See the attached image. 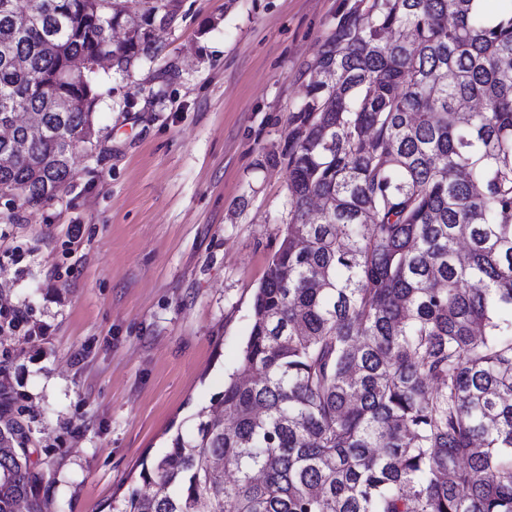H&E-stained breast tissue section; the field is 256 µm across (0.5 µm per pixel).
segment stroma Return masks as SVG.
Segmentation results:
<instances>
[{"instance_id":"1","label":"stroma","mask_w":512,"mask_h":512,"mask_svg":"<svg viewBox=\"0 0 512 512\" xmlns=\"http://www.w3.org/2000/svg\"><path fill=\"white\" fill-rule=\"evenodd\" d=\"M343 0H180L100 73V141L42 207L0 200V334L57 512H104L236 372L288 220V119ZM83 228L72 241L71 225ZM2 321L4 326L2 327V330L0 329V333L22 332V336L28 338H33L34 336H42L45 335L46 333L45 328L43 326L37 325L35 323H30L26 314L16 307H0V328L2 325Z\"/></svg>"}]
</instances>
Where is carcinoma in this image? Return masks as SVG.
<instances>
[{
	"mask_svg": "<svg viewBox=\"0 0 512 512\" xmlns=\"http://www.w3.org/2000/svg\"><path fill=\"white\" fill-rule=\"evenodd\" d=\"M4 2L0 189L44 206L99 143L72 60L128 71L179 0ZM486 2L342 5L290 114L240 376L109 512H512V0ZM17 401L0 391V512H53Z\"/></svg>",
	"mask_w": 512,
	"mask_h": 512,
	"instance_id": "1",
	"label": "carcinoma"
}]
</instances>
